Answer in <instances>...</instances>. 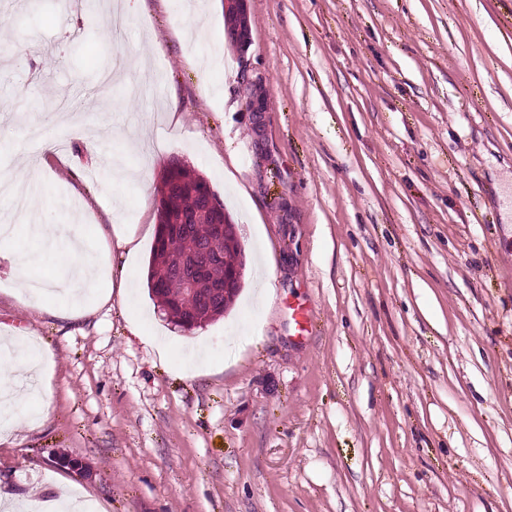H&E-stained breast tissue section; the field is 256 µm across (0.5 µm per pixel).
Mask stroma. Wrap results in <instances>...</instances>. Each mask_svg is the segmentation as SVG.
Instances as JSON below:
<instances>
[{
  "label": "stroma",
  "instance_id": "obj_1",
  "mask_svg": "<svg viewBox=\"0 0 512 512\" xmlns=\"http://www.w3.org/2000/svg\"><path fill=\"white\" fill-rule=\"evenodd\" d=\"M92 2L0 12V176L39 129L42 222L77 225L126 284L63 321L58 297L11 293L13 253L39 252L25 228L0 246V332L43 359L41 419L17 416L0 480L30 510L64 480L102 512H512V0H248L242 55L222 0H127L119 43ZM174 157L246 255L224 316L190 332L146 283ZM115 195L140 239L120 268L97 228ZM242 83L248 91L245 98V111L255 116V120L261 121L263 112H266L265 97L262 90L261 77L251 78L246 69L241 73Z\"/></svg>",
  "mask_w": 512,
  "mask_h": 512
}]
</instances>
